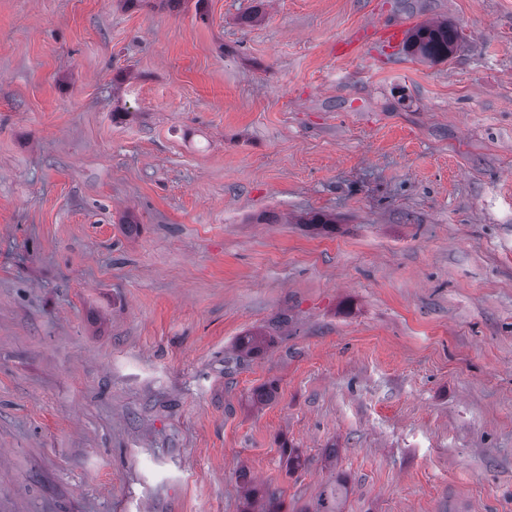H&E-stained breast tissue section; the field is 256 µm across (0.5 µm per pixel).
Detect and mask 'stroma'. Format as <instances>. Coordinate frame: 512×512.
<instances>
[{
    "label": "stroma",
    "mask_w": 512,
    "mask_h": 512,
    "mask_svg": "<svg viewBox=\"0 0 512 512\" xmlns=\"http://www.w3.org/2000/svg\"><path fill=\"white\" fill-rule=\"evenodd\" d=\"M242 468L512 512V0H0V512H243ZM457 31L448 23L428 22L416 26L409 36V49L421 60L439 61L448 59L457 42Z\"/></svg>",
    "instance_id": "stroma-1"
}]
</instances>
